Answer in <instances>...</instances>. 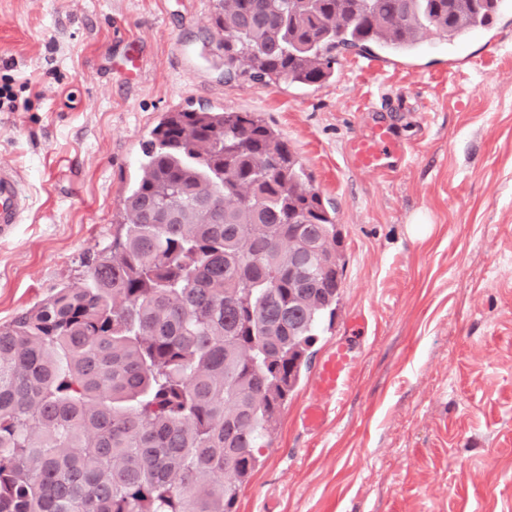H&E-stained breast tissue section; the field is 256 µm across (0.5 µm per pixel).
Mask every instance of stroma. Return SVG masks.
Listing matches in <instances>:
<instances>
[{"mask_svg":"<svg viewBox=\"0 0 512 512\" xmlns=\"http://www.w3.org/2000/svg\"><path fill=\"white\" fill-rule=\"evenodd\" d=\"M216 0H0V164L27 183L0 240V324L82 286L165 113L253 112L336 214L344 272L329 353L368 319L344 394L307 371L239 491L237 512H512V12L375 74L337 56L318 87L225 79ZM390 122L398 170L355 168L350 140ZM322 401L327 420L301 413Z\"/></svg>","mask_w":512,"mask_h":512,"instance_id":"35a3bbf8","label":"stroma"}]
</instances>
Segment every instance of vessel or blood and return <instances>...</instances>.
Instances as JSON below:
<instances>
[{
	"instance_id": "obj_1",
	"label": "vessel or blood",
	"mask_w": 512,
	"mask_h": 512,
	"mask_svg": "<svg viewBox=\"0 0 512 512\" xmlns=\"http://www.w3.org/2000/svg\"><path fill=\"white\" fill-rule=\"evenodd\" d=\"M354 165L364 171L383 173L395 168L407 154L405 143L389 125L378 123L365 134L354 137L348 149ZM27 204V186L13 167L0 165V239L13 235ZM354 370L348 344L337 343L322 361L317 388L328 396L340 395Z\"/></svg>"
}]
</instances>
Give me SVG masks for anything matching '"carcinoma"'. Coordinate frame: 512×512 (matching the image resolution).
<instances>
[{"instance_id":"cac0c4a2","label":"carcinoma","mask_w":512,"mask_h":512,"mask_svg":"<svg viewBox=\"0 0 512 512\" xmlns=\"http://www.w3.org/2000/svg\"><path fill=\"white\" fill-rule=\"evenodd\" d=\"M512 0H220L224 77L453 43ZM81 288L0 325V512H233L343 276L335 217L251 112L153 129Z\"/></svg>"}]
</instances>
